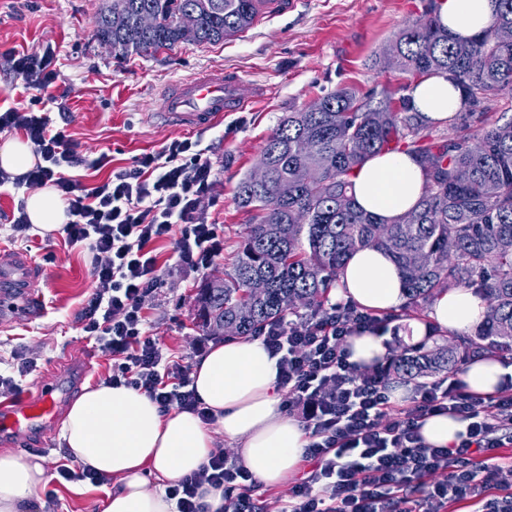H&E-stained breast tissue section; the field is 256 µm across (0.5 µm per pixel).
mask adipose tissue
Returning a JSON list of instances; mask_svg holds the SVG:
<instances>
[{
	"mask_svg": "<svg viewBox=\"0 0 512 512\" xmlns=\"http://www.w3.org/2000/svg\"><path fill=\"white\" fill-rule=\"evenodd\" d=\"M437 13L453 37L468 40L481 34L495 15L496 0H437ZM411 105L424 124L448 121L465 108L460 92L445 77L416 82ZM357 205L385 222L414 208L425 193L426 173L418 159L404 151L379 153L349 176ZM31 224L42 232L61 228L64 215L57 193L45 186L25 199ZM330 295L360 311L393 316L408 298L404 277L393 258L377 249L355 252L339 271ZM486 308L485 298L470 288L441 292L428 321L400 320L398 335L419 341L429 333L465 335ZM388 333L366 331L346 343L350 363L371 368L391 356ZM278 359L254 339L212 343L193 367L192 379L202 407L215 419L205 425L194 413L164 411L147 395L124 386L85 387L62 422L60 439L67 453L111 479L104 512H176L167 485L201 466L216 448L217 437L238 447V463L268 488L298 473L308 443L299 423L280 407ZM512 366L481 354L466 364L459 377L470 393H500ZM467 421L442 413L427 416L420 428L422 442L446 448L467 433ZM47 482L45 460L0 450V512H19Z\"/></svg>",
	"mask_w": 512,
	"mask_h": 512,
	"instance_id": "1",
	"label": "adipose tissue"
}]
</instances>
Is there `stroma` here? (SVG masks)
Masks as SVG:
<instances>
[{
	"label": "stroma",
	"instance_id": "35a3bbf8",
	"mask_svg": "<svg viewBox=\"0 0 512 512\" xmlns=\"http://www.w3.org/2000/svg\"><path fill=\"white\" fill-rule=\"evenodd\" d=\"M105 0H0V55L9 49L58 46V79L54 94L62 98L68 127L81 152L107 153L109 166L78 168L85 187L104 180L112 168L158 151L173 140L191 138L210 149L218 171L217 206L209 222L224 230V250L209 272L179 262L170 241L156 245L163 283L148 316L151 330L176 357L196 363L203 336L196 323L195 299L206 275L231 271L251 214L238 207L235 189L257 161L267 137L280 119L340 87L362 91L398 86L402 78L375 68L373 61L391 46L397 32L421 17L429 0H296L288 11L262 15L245 33L214 44L187 42L153 55L121 54L94 35V22ZM237 72L247 83L262 85L261 97L245 111L226 116L200 133L157 124L153 112L162 105V91L178 78L200 72L218 76ZM23 190L0 188V251L42 264L48 283L46 313L31 320L22 310L0 312V363L17 355L38 359L39 375L63 389L61 410L107 374L103 354L88 358L93 342L77 321L89 292L90 259L62 234L13 240L8 219ZM111 484L47 482L25 502L23 512H45L47 491H54L59 512H103Z\"/></svg>",
	"mask_w": 512,
	"mask_h": 512
}]
</instances>
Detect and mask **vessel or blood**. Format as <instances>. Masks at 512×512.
I'll use <instances>...</instances> for the list:
<instances>
[{
	"label": "vessel or blood",
	"mask_w": 512,
	"mask_h": 512,
	"mask_svg": "<svg viewBox=\"0 0 512 512\" xmlns=\"http://www.w3.org/2000/svg\"><path fill=\"white\" fill-rule=\"evenodd\" d=\"M260 94L259 86H246L233 73L183 79L169 86L159 117L172 127L197 132L208 130L224 115L240 111ZM44 279V271L35 261L28 259L16 266L0 257V307H14L19 299L14 287L20 281L25 285V296L21 299L27 315L32 318L43 315L46 311L41 288ZM56 389V383L41 380L36 391L18 397H0V433L24 435L44 431L57 414L53 397Z\"/></svg>",
	"instance_id": "b4317fda"
}]
</instances>
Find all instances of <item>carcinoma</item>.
<instances>
[{"label":"carcinoma","instance_id":"1","mask_svg":"<svg viewBox=\"0 0 512 512\" xmlns=\"http://www.w3.org/2000/svg\"><path fill=\"white\" fill-rule=\"evenodd\" d=\"M274 0H110L96 18L99 41L120 53L155 54L186 41L185 12L197 17L195 43H217L247 31ZM153 24H143L145 16ZM500 24L512 26V0H498L490 26L470 41H458L439 22L435 4L396 35L393 55L375 62L406 83L362 93L343 87L319 98L322 109L288 113L260 153L268 180H240L239 207L253 213L232 270L205 280L198 294V319L209 336L249 337L290 313L310 315L326 302L339 270L359 248L393 256L408 295L406 315L445 290L474 287L486 299L474 334L445 347L423 345L395 356L392 370L416 379L458 370L462 357L508 350L512 339V114L460 112V129L445 139L422 124L409 98L413 80L448 77L469 106L512 88V45L493 38ZM397 104L384 123L375 109ZM406 150L425 165L428 184L418 206L388 224L355 206L350 172L370 156ZM294 186L277 195L279 182ZM261 280L265 291L254 293Z\"/></svg>","mask_w":512,"mask_h":512}]
</instances>
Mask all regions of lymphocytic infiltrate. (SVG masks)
Returning a JSON list of instances; mask_svg holds the SVG:
<instances>
[{
    "label": "lymphocytic infiltrate",
    "instance_id": "1",
    "mask_svg": "<svg viewBox=\"0 0 512 512\" xmlns=\"http://www.w3.org/2000/svg\"><path fill=\"white\" fill-rule=\"evenodd\" d=\"M57 56L50 45L7 54L8 69L21 79L26 97L0 108V133L22 134L35 162L19 176L0 170V187L57 190L68 243L91 256V291L78 321L110 361L107 384L144 393L163 410L190 411L210 422L196 397L190 364L174 359L154 336L146 310L161 284L155 242L171 241L179 261L198 271L209 269L223 252L224 233L206 215L218 203L217 171L200 141L174 140L83 186L73 169H99L111 158L80 153L67 124L51 118ZM381 324L379 317L332 303L323 318L288 320L257 332L278 357L284 405L303 409V459L312 465L295 481L280 512H444L458 501L470 502L474 512H512V493L499 490L495 481L505 462L497 450L512 444V396L484 399L449 376L414 384L408 404L393 408L389 364L359 369L345 349L351 333ZM438 412L467 421L458 444L422 443L421 420ZM205 482L223 488L225 512H260L252 475L220 453L168 487L177 512H208L197 493Z\"/></svg>",
    "mask_w": 512,
    "mask_h": 512
}]
</instances>
